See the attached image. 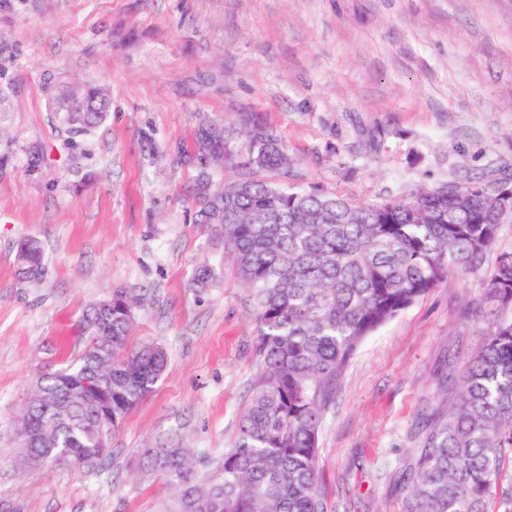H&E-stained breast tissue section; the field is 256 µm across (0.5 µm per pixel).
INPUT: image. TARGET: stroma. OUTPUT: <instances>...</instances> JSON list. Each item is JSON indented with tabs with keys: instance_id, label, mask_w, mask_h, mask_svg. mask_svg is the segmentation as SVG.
Returning <instances> with one entry per match:
<instances>
[{
	"instance_id": "stroma-1",
	"label": "stroma",
	"mask_w": 512,
	"mask_h": 512,
	"mask_svg": "<svg viewBox=\"0 0 512 512\" xmlns=\"http://www.w3.org/2000/svg\"><path fill=\"white\" fill-rule=\"evenodd\" d=\"M64 83L105 90L99 127L55 121ZM1 87L0 493L23 512H158L168 490L141 448L213 467L236 438L260 370L255 313L187 195L200 124L222 123L240 159L261 124L289 164L262 179L361 204L512 182V0H0ZM28 238L44 252L34 284L14 276ZM508 253L510 221L351 356L319 433L324 512H408L401 477L489 330L487 279ZM119 290L134 298L130 344L162 347L164 377L92 472L15 471L38 377L81 352L75 321Z\"/></svg>"
}]
</instances>
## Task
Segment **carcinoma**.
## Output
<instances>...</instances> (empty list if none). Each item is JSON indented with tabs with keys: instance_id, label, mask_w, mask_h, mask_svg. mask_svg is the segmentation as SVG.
<instances>
[{
	"instance_id": "1",
	"label": "carcinoma",
	"mask_w": 512,
	"mask_h": 512,
	"mask_svg": "<svg viewBox=\"0 0 512 512\" xmlns=\"http://www.w3.org/2000/svg\"><path fill=\"white\" fill-rule=\"evenodd\" d=\"M101 90L59 87L52 111L74 132L106 117ZM248 175L212 188L209 157L226 153L224 131L201 124L193 201L222 228L224 245L256 311L261 370L232 448L203 474L187 448L142 451L144 474L174 491L165 512H323L317 468L323 413L359 344L449 273L478 263L495 242L501 209L476 180L462 206L441 188L410 198L356 204L272 184L256 169L288 173L272 133L250 130ZM38 241L20 243L15 276L40 280ZM487 300L491 330L457 379L454 402L431 425L416 468L402 478L409 512H490L506 453H512V263L499 256ZM112 309H107V304ZM132 307L123 292L86 309L74 325L84 340L75 361L40 378L20 416L15 449L23 470L59 466L82 474L111 452L112 434L154 391L167 358L150 344L128 346ZM92 371L100 393L83 398L64 379Z\"/></svg>"
}]
</instances>
